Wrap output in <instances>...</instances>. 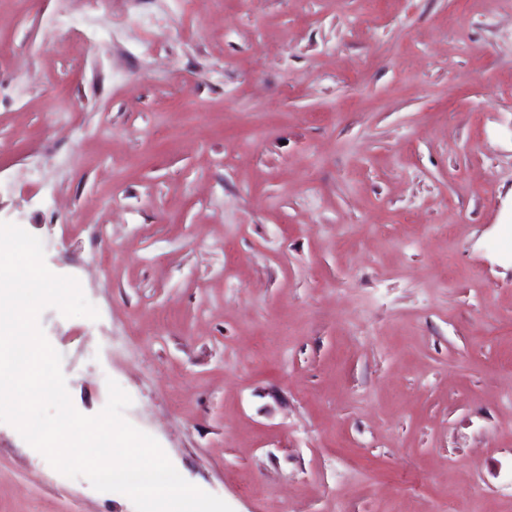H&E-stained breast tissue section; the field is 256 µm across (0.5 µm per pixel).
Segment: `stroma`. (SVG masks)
Instances as JSON below:
<instances>
[{
  "mask_svg": "<svg viewBox=\"0 0 512 512\" xmlns=\"http://www.w3.org/2000/svg\"><path fill=\"white\" fill-rule=\"evenodd\" d=\"M115 10L0 0V220L100 313L40 316L75 409L114 379L234 512H512V0ZM0 512L135 506L0 423Z\"/></svg>",
  "mask_w": 512,
  "mask_h": 512,
  "instance_id": "stroma-1",
  "label": "stroma"
}]
</instances>
